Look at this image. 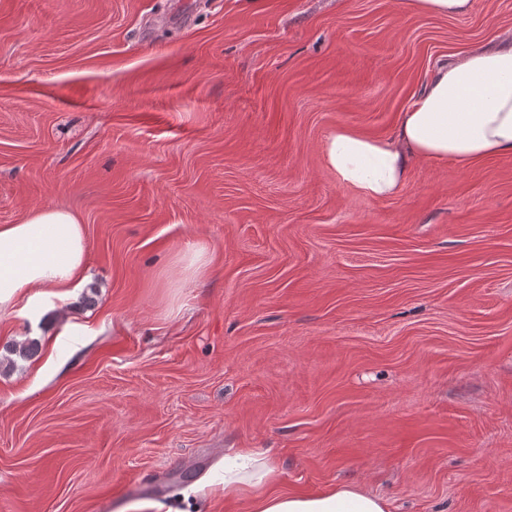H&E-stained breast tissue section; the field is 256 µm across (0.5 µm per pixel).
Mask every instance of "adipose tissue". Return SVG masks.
Listing matches in <instances>:
<instances>
[{
  "mask_svg": "<svg viewBox=\"0 0 512 512\" xmlns=\"http://www.w3.org/2000/svg\"><path fill=\"white\" fill-rule=\"evenodd\" d=\"M324 150L339 181L373 199L397 195L414 159L467 168L512 154V36L436 65L390 137L339 128ZM86 256L85 226L70 210L36 207L19 223L1 224L0 312L21 303L33 314L81 288ZM276 482L277 468L265 453L241 448L225 455L224 475L211 488L228 501L248 497L251 512H390L387 500L353 485L285 493Z\"/></svg>",
  "mask_w": 512,
  "mask_h": 512,
  "instance_id": "adipose-tissue-1",
  "label": "adipose tissue"
}]
</instances>
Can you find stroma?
I'll list each match as a JSON object with an SVG mask.
<instances>
[{
	"mask_svg": "<svg viewBox=\"0 0 512 512\" xmlns=\"http://www.w3.org/2000/svg\"><path fill=\"white\" fill-rule=\"evenodd\" d=\"M512 0H0V224L77 212L88 282L0 314V512H250L281 492L512 512V155L341 184L339 127L392 135ZM200 277L184 272L196 250ZM475 0H413L412 6L421 13L436 16H462L471 12ZM276 482L277 468L265 453L239 448L224 454V477L210 486L223 492L224 501L248 497L251 512H390L387 500L353 485L285 493L274 488Z\"/></svg>",
	"mask_w": 512,
	"mask_h": 512,
	"instance_id": "obj_1",
	"label": "stroma"
}]
</instances>
